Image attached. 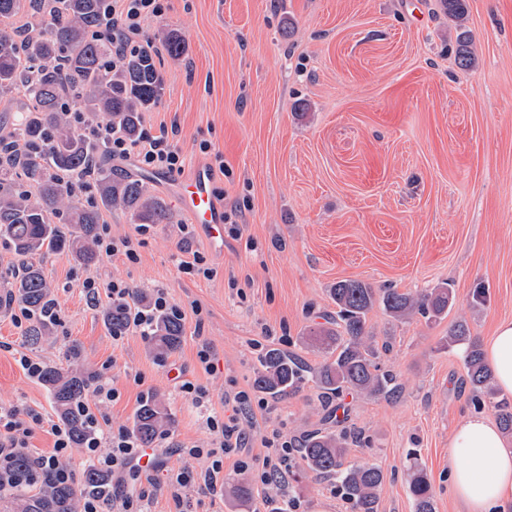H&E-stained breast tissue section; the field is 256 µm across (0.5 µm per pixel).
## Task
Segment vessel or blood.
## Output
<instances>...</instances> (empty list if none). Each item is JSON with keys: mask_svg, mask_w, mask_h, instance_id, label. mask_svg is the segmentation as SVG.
I'll list each match as a JSON object with an SVG mask.
<instances>
[{"mask_svg": "<svg viewBox=\"0 0 512 512\" xmlns=\"http://www.w3.org/2000/svg\"><path fill=\"white\" fill-rule=\"evenodd\" d=\"M177 202L216 251L224 249V209L214 194L207 167L198 166L186 179L172 182Z\"/></svg>", "mask_w": 512, "mask_h": 512, "instance_id": "1", "label": "vessel or blood"}]
</instances>
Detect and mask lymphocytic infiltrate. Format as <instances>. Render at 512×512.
Here are the masks:
<instances>
[{
  "label": "lymphocytic infiltrate",
  "mask_w": 512,
  "mask_h": 512,
  "mask_svg": "<svg viewBox=\"0 0 512 512\" xmlns=\"http://www.w3.org/2000/svg\"><path fill=\"white\" fill-rule=\"evenodd\" d=\"M112 25L105 32L112 46L113 62H121L127 55L153 49V41L144 31L149 18L162 17L167 0H110ZM73 124L94 138L103 139L112 158L135 157L145 167L169 174L181 173L185 157L174 145L167 128L159 131L144 129L137 140L129 141L110 128L87 124L83 113L72 115ZM119 392L106 380H98L90 400L82 409L89 421L91 433L82 448L89 459L96 461L114 476L127 477L136 483H147L149 492L123 490L112 497L93 496L83 506V512H148L147 497H166L176 504H183L188 489L218 498L224 494V461L237 455L247 445L240 423L242 418L253 415V401L247 391L239 390L225 395L224 405L230 408L227 416L210 415L205 424L211 438L206 446H175V454L182 456L186 465L174 475L163 473V464L156 452L144 448L132 432L124 427L105 429L95 409L98 405L117 400ZM49 426L55 441L53 451L38 455L31 461L30 476L38 478L51 472L68 480L73 476L65 460L72 451L67 430L59 424H47L45 417L32 410L11 409L0 411V483L15 482L12 458L27 448L34 427ZM267 453L262 458L255 478L262 487L284 489L288 477V463L294 455L293 442L267 441Z\"/></svg>",
  "instance_id": "1"
}]
</instances>
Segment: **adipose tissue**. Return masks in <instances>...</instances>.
Listing matches in <instances>:
<instances>
[{
	"label": "adipose tissue",
	"mask_w": 512,
	"mask_h": 512,
	"mask_svg": "<svg viewBox=\"0 0 512 512\" xmlns=\"http://www.w3.org/2000/svg\"><path fill=\"white\" fill-rule=\"evenodd\" d=\"M497 387L512 394V320L502 321L487 345ZM456 494L466 512H512V447L497 424L465 416L450 441Z\"/></svg>",
	"instance_id": "obj_1"
}]
</instances>
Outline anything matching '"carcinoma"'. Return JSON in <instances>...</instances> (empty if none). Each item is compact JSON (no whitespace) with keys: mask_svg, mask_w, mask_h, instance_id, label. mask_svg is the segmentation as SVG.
Segmentation results:
<instances>
[{"mask_svg":"<svg viewBox=\"0 0 512 512\" xmlns=\"http://www.w3.org/2000/svg\"><path fill=\"white\" fill-rule=\"evenodd\" d=\"M442 10L457 21L455 41L458 63H474L471 37L462 21L467 0H440ZM31 9L52 20L46 36L36 28L26 35L10 20ZM112 23L107 0H0V101L4 111L15 113L13 122L0 126V153L8 163L0 165V238L21 257L11 292L0 305L18 304L35 316L28 335L38 341L52 333L54 323L44 317L53 301L51 285L40 264L31 258L44 252H65L80 266L98 258V230L103 213L114 208L130 214L136 224H170L172 213L141 182L112 177L106 164L108 150L98 140L75 129L66 112L101 114L118 133L134 139L141 133L142 113L162 99L164 80L152 52L127 56L112 67L109 43L93 33ZM90 179L93 202L71 191L77 180ZM336 316L309 326L298 342L323 349L327 357L313 366L297 353L268 348L259 358L256 387L274 399L286 398L312 380L320 391L321 405L330 417L332 404L353 392L367 398L391 399L400 384L379 360L380 351L367 327L368 314L382 305L397 322L416 315L436 320L448 314L454 303L448 286L426 289L416 295L395 288H373L360 280L336 282L330 289ZM112 333H122L130 322L125 302H111L101 310ZM150 352L164 359L184 341L182 320L168 312L154 314L146 327ZM443 348L463 352V383L477 410L495 398L491 367L466 321L456 322L443 338ZM72 363L63 368L45 364L39 379L49 391L55 413L66 427L73 447L90 436L81 414L91 383L97 374L79 364V347L69 349ZM502 431L512 434V403L496 402ZM168 404L160 395L146 398L136 411L132 432L149 448L173 427ZM368 443L364 433L319 428L303 436L300 453L305 472L329 478L350 512H378V492L384 472L372 465L347 461L349 448ZM409 491L415 512H435L434 494L426 471L418 462L408 470ZM112 474L91 462L80 481L61 482L45 474L33 490L28 484L7 485L0 490L7 512H82L89 496H106Z\"/></svg>","mask_w":512,"mask_h":512,"instance_id":"carcinoma-1","label":"carcinoma"}]
</instances>
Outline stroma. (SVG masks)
<instances>
[{"mask_svg":"<svg viewBox=\"0 0 512 512\" xmlns=\"http://www.w3.org/2000/svg\"><path fill=\"white\" fill-rule=\"evenodd\" d=\"M466 26L475 63L455 58L456 30L439 0H169L144 28L160 51V104L144 125H176L187 156L184 176L212 155L226 174H214L225 207L243 210L242 233H225L216 253L201 234L182 236L189 216L165 184L146 180L133 160L112 163L118 177L146 181L173 214L153 224L136 263L117 258L91 267L63 252L39 261L62 311L52 335L30 343L13 313L0 309V408L54 410L47 389L24 371L20 356L69 364L79 345L84 363L107 370L118 400L102 404L111 428L131 427L144 399L165 397L174 419L167 443L202 444L208 437L199 409L173 389L169 366L206 386L223 411L230 390L263 401L243 427L249 444L224 463V482L248 481L246 501L191 493L192 512H270L248 466L266 453L265 436L298 440L323 427L313 385L281 400L255 386L263 349L300 351L311 364L323 353L297 338L314 316L335 312L329 290L340 280L391 286L404 293L450 284L455 301L443 319L408 323L382 306L368 315L376 342L389 343L381 362L402 386L398 398L346 395L348 427L364 429L367 448L351 449L355 464L382 468L378 512H414L407 485L411 460L425 468L435 512H465L451 481L449 441L471 414L461 384L460 354L442 338L459 320L486 344L497 323L512 319V0H468ZM185 41L180 59L162 46L166 35ZM204 255L215 273L196 278L180 259ZM120 279L170 300L198 302L205 319L196 331L184 321L181 349L160 361L143 337L113 342L99 308L70 287L75 277ZM483 300H475L476 289ZM217 352V373L196 364L198 339ZM300 459L287 488L300 512H347L326 481L304 478Z\"/></svg>","mask_w":512,"mask_h":512,"instance_id":"stroma-1","label":"stroma"}]
</instances>
